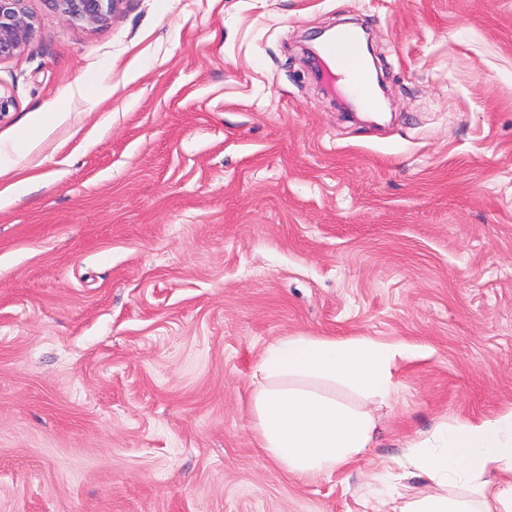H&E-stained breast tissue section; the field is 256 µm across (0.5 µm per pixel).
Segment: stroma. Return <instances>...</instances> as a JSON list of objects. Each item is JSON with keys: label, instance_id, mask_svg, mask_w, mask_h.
<instances>
[{"label": "stroma", "instance_id": "1", "mask_svg": "<svg viewBox=\"0 0 512 512\" xmlns=\"http://www.w3.org/2000/svg\"><path fill=\"white\" fill-rule=\"evenodd\" d=\"M27 8L0 62V147L32 137L0 171V512H361L410 443L512 407V0ZM345 22L375 127L303 52ZM298 334L416 349L330 476L254 428L263 351ZM53 10L69 23L103 26L123 0H48Z\"/></svg>", "mask_w": 512, "mask_h": 512}]
</instances>
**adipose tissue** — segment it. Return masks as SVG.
<instances>
[{
  "label": "adipose tissue",
  "mask_w": 512,
  "mask_h": 512,
  "mask_svg": "<svg viewBox=\"0 0 512 512\" xmlns=\"http://www.w3.org/2000/svg\"><path fill=\"white\" fill-rule=\"evenodd\" d=\"M404 351L368 338L304 335L268 345L253 394L266 455L300 475L331 474L361 458L376 427L361 403L393 395ZM396 465L427 478L434 491L390 497L388 512H512V409L441 423Z\"/></svg>",
  "instance_id": "ef3b65f1"
}]
</instances>
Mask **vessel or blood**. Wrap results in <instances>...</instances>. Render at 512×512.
<instances>
[{
	"label": "vessel or blood",
	"mask_w": 512,
	"mask_h": 512,
	"mask_svg": "<svg viewBox=\"0 0 512 512\" xmlns=\"http://www.w3.org/2000/svg\"><path fill=\"white\" fill-rule=\"evenodd\" d=\"M363 46L356 30L343 29L323 48V55L334 68L340 70L350 81L352 95L366 107H374L370 72L363 57Z\"/></svg>",
	"instance_id": "obj_1"
}]
</instances>
